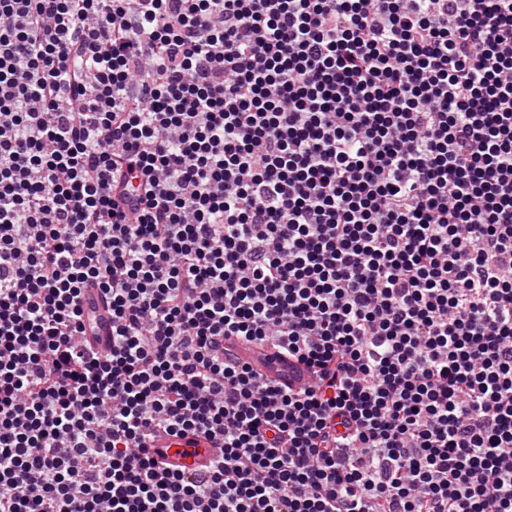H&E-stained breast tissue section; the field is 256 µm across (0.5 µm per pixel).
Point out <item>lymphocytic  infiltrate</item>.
Wrapping results in <instances>:
<instances>
[{"label": "lymphocytic infiltrate", "instance_id": "f902f5d3", "mask_svg": "<svg viewBox=\"0 0 512 512\" xmlns=\"http://www.w3.org/2000/svg\"><path fill=\"white\" fill-rule=\"evenodd\" d=\"M0 512H512V0H0ZM92 302V303H91ZM86 313L92 312L90 308L93 305V314L95 315L96 328L92 331L87 328L86 336L95 345L101 353H106L109 348L108 336H111V323L108 318V306L105 298L95 290H88L86 295ZM95 336V337H94ZM246 347L240 346L232 340H226L224 342V356L227 357H239L256 363L265 373L275 376L283 377L288 381V373L290 376L294 374L296 378H304L305 375L302 372L292 373L288 371V363L284 362L273 350L271 349H260V348H248L252 350V353L244 355ZM151 446L162 450V461L167 464L164 467L185 474L199 473L212 459L222 454V448H219L216 440L199 434L174 436L161 433L155 437Z\"/></svg>", "mask_w": 512, "mask_h": 512}]
</instances>
